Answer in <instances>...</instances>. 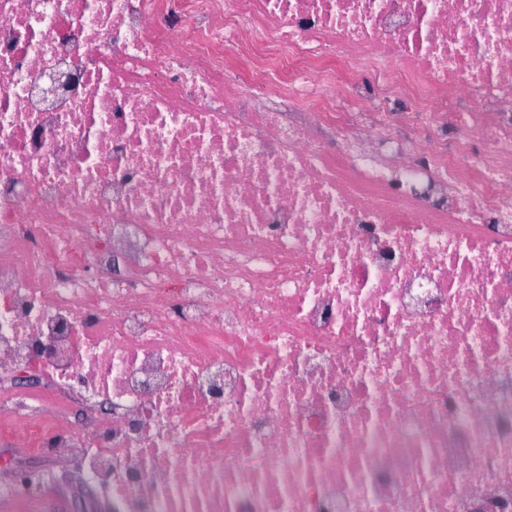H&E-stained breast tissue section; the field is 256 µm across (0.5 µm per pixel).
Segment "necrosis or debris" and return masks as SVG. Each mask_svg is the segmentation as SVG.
Returning <instances> with one entry per match:
<instances>
[{"mask_svg":"<svg viewBox=\"0 0 512 512\" xmlns=\"http://www.w3.org/2000/svg\"><path fill=\"white\" fill-rule=\"evenodd\" d=\"M44 445L108 512H512V0H0Z\"/></svg>","mask_w":512,"mask_h":512,"instance_id":"4bbe7bcc","label":"necrosis or debris"}]
</instances>
